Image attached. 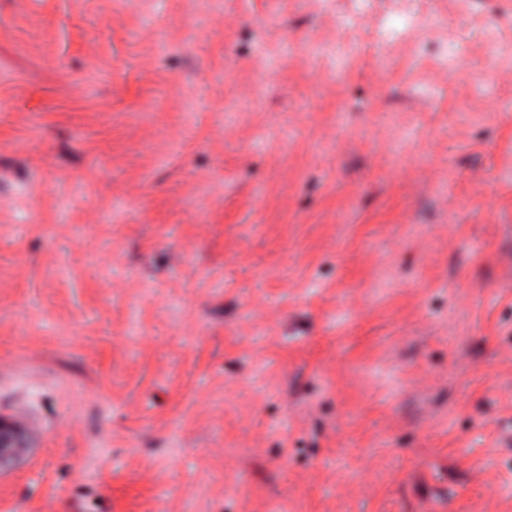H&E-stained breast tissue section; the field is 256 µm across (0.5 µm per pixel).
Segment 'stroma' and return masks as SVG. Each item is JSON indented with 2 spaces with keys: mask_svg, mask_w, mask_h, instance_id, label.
I'll list each match as a JSON object with an SVG mask.
<instances>
[{
  "mask_svg": "<svg viewBox=\"0 0 512 512\" xmlns=\"http://www.w3.org/2000/svg\"><path fill=\"white\" fill-rule=\"evenodd\" d=\"M0 512H512V0H0ZM32 444L33 431L27 423L0 413V473L8 470Z\"/></svg>",
  "mask_w": 512,
  "mask_h": 512,
  "instance_id": "obj_1",
  "label": "stroma"
}]
</instances>
